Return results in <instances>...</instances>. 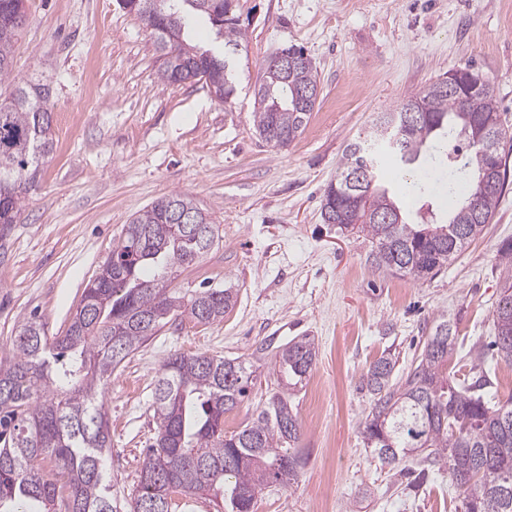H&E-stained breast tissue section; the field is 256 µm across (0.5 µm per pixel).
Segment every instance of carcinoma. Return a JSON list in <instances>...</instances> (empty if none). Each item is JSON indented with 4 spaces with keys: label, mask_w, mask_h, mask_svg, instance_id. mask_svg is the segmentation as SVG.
<instances>
[{
    "label": "carcinoma",
    "mask_w": 512,
    "mask_h": 512,
    "mask_svg": "<svg viewBox=\"0 0 512 512\" xmlns=\"http://www.w3.org/2000/svg\"><path fill=\"white\" fill-rule=\"evenodd\" d=\"M27 0H0V82L12 77L14 47L26 23ZM150 3L151 33L162 52L160 76L171 84L204 82L225 102L234 92L228 52L246 37L236 0H128L141 16ZM208 27L224 39V52L203 48ZM319 88L314 67L284 77L266 63L254 88L258 136L275 147L301 135L315 109L298 108L302 91ZM423 111L401 124L407 101L377 117L367 134L348 144L336 180L324 190L321 209L337 229L371 239V266L417 281L436 275L490 223L506 181L508 156L500 144L512 135L500 122L494 87L484 80L470 94L442 93L431 83L414 93ZM492 121L474 125L472 116ZM381 144L412 181L416 196L446 187V212L405 205L385 180L374 146ZM52 87L15 82L0 102V249L20 219L25 195L53 152ZM197 207L172 193L134 215L59 336L49 337L27 319L0 357V512H112L106 461L112 437L103 393L112 373L182 311L196 324L224 319L237 302L230 288H201L185 298L172 287L177 269L212 248L218 227L207 221L199 242L169 221V207ZM507 272L493 311L494 340L472 344L477 364L460 383L448 374L456 350L453 323L445 317L405 377L393 382L397 359L384 353L361 378L371 398L362 424L366 447L388 466L411 461L416 485L446 469L462 496L461 512H512V397L490 403L493 388L483 368L489 358L512 364V241L500 244ZM314 339L301 336L275 353L278 391L241 429L224 430V415L249 398L257 381L252 365L219 356L175 353L162 364L153 397L154 442L146 450L132 512H173L175 496L211 492L231 512H252L254 492L297 479L301 424L288 391L316 365Z\"/></svg>",
    "instance_id": "cac0c4a2"
}]
</instances>
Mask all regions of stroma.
<instances>
[{
    "label": "stroma",
    "instance_id": "35a3bbf8",
    "mask_svg": "<svg viewBox=\"0 0 512 512\" xmlns=\"http://www.w3.org/2000/svg\"><path fill=\"white\" fill-rule=\"evenodd\" d=\"M27 7L12 79L51 83L54 149L0 257V354L26 318L61 334L124 225L174 192L193 197L219 227L214 246L179 269L174 287L237 294L223 321L173 317L113 373L104 404L114 512L132 510L155 435L152 394L171 353L252 362L258 380L225 415L230 432L265 405L278 347L305 335L318 345L317 364L289 397L303 466L294 483L262 489L253 512H460L448 471L412 492L364 447L370 398L360 379L385 351L403 375L443 315L460 341L448 372L468 373L469 344L494 334L504 277L497 249L512 240V173L491 224L425 281L376 271L368 239L324 223L321 200L345 146L377 113L448 72L468 68L494 83L512 129V0H237L246 38L234 56L237 90L225 103L203 84L163 80L150 30L118 0ZM292 44L316 67L317 111L345 81L359 92L326 124L309 119L294 142L274 148L254 129V85L265 61Z\"/></svg>",
    "mask_w": 512,
    "mask_h": 512
}]
</instances>
